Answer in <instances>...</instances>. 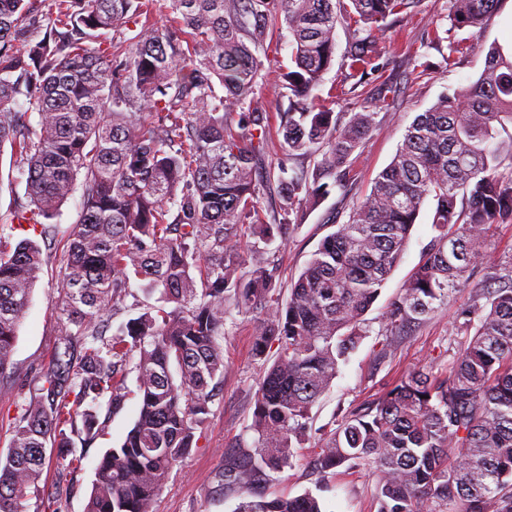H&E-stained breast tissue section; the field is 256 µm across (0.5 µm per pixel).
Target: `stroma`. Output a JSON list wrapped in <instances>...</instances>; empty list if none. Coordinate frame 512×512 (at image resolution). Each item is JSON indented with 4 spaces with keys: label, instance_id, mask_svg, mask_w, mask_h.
I'll list each match as a JSON object with an SVG mask.
<instances>
[{
    "label": "stroma",
    "instance_id": "35a3bbf8",
    "mask_svg": "<svg viewBox=\"0 0 512 512\" xmlns=\"http://www.w3.org/2000/svg\"><path fill=\"white\" fill-rule=\"evenodd\" d=\"M448 0H419L414 11L393 23L379 46L385 68L381 77H370L355 91L333 104L336 112H371L372 131L353 155L351 172L343 185L335 187L315 209L307 211L286 243L267 245V256L278 267L280 288H288L301 273L322 239L335 225L345 223L353 204L367 195L378 174L391 162L406 128L429 109L440 95L475 81L484 67V53H450L447 43L428 38L434 28H449ZM480 37L484 44H512V0H500L480 34L454 31L465 42ZM396 90L394 99H383V86ZM434 235L427 214H420L400 263L365 316L368 333L346 361L312 409L313 425L330 428L340 415L364 400L387 392L398 377L420 368L436 374L456 359L463 334L455 329L456 318L472 305L471 289L450 295L435 316L408 335L387 340L384 318L389 303L420 261ZM63 240L47 250V262L31 293L30 305L19 326L12 357L14 367L0 377V455H6L14 417L21 404L40 386L42 366L54 355L60 341L57 310ZM253 323L241 313L231 312L224 321V377L219 394L204 423L195 433L190 453L170 472L156 498L154 512H234L238 497L224 489L221 473L225 456L234 452L239 439L247 437L254 410V386L263 365L252 356ZM391 353L379 358L382 344ZM139 412L135 378L126 380L124 403L114 410L104 436L83 449L82 468L71 494L58 505L59 512H85L95 480V466L106 449L118 446ZM312 447L297 449L295 465L278 475L267 487L269 497H294L314 488L310 467ZM376 477L368 469L337 467L320 493L325 512H377Z\"/></svg>",
    "mask_w": 512,
    "mask_h": 512
}]
</instances>
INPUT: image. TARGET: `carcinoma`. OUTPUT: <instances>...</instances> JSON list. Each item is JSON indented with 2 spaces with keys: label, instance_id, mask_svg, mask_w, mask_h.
Listing matches in <instances>:
<instances>
[{
  "label": "carcinoma",
  "instance_id": "cac0c4a2",
  "mask_svg": "<svg viewBox=\"0 0 512 512\" xmlns=\"http://www.w3.org/2000/svg\"><path fill=\"white\" fill-rule=\"evenodd\" d=\"M418 2L0 0V148H14L26 190V203L0 218V376L45 265L39 241L54 239L52 220L83 175L60 281L63 350L15 418L0 457V512H57L81 467L76 443L105 433L130 368L138 418L99 459L87 512H153L217 396L232 308L253 319L252 354L268 364L251 441L224 460L235 512H324L311 490L271 499L261 490L310 440L321 483L345 463L376 472L377 512H512V260L483 249L494 227L512 224V147L493 145L512 124V53L491 45L474 82L416 116L287 299L256 245L250 269L241 255L245 235L288 241L303 211L347 179L372 128V112L316 103L337 26L350 31L348 76L364 80L383 69L376 33ZM498 3L449 0L451 28L433 29L432 40L468 53L476 45L451 41L450 30L480 31ZM160 14L169 24L155 23ZM278 19L293 66L282 74L288 111L278 113L282 203L268 211L270 115L252 103ZM306 159L310 171L296 165ZM427 204L436 235L390 303L387 327L399 336L470 287L457 324L468 340L446 376L409 370L315 439L312 407L366 335L364 316ZM133 276L159 291L157 304L108 337L105 316L125 307ZM49 452L59 466L47 500L39 481Z\"/></svg>",
  "mask_w": 512,
  "mask_h": 512
}]
</instances>
